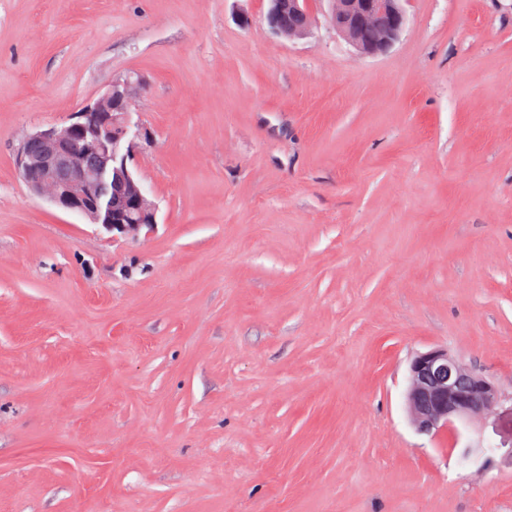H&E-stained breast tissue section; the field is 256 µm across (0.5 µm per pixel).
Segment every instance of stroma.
I'll list each match as a JSON object with an SVG mask.
<instances>
[{"label": "stroma", "mask_w": 512, "mask_h": 512, "mask_svg": "<svg viewBox=\"0 0 512 512\" xmlns=\"http://www.w3.org/2000/svg\"><path fill=\"white\" fill-rule=\"evenodd\" d=\"M267 7L0 0V512H512L494 426L404 409L431 347L512 396V0H407L377 57ZM131 71L122 238L17 147ZM267 24L273 35L280 39L293 41L307 36L312 28V3L318 0H290L288 17L278 13V0H268Z\"/></svg>", "instance_id": "1"}]
</instances>
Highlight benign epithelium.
<instances>
[{"mask_svg": "<svg viewBox=\"0 0 512 512\" xmlns=\"http://www.w3.org/2000/svg\"><path fill=\"white\" fill-rule=\"evenodd\" d=\"M313 2L289 0L284 17L278 13L279 0H269L271 33L288 41L307 36ZM325 2L336 33L364 56L387 51L407 24L406 0ZM143 89L142 78L130 72L76 113L75 121L25 137L17 156L20 177L29 190L114 236H135L156 223V205L128 165L135 149L152 140V133L132 122L129 112ZM502 404L493 379L470 370L444 348L419 352L409 362L405 408L418 434L448 432L457 440L458 425H476Z\"/></svg>", "mask_w": 512, "mask_h": 512, "instance_id": "obj_1", "label": "benign epithelium"}]
</instances>
